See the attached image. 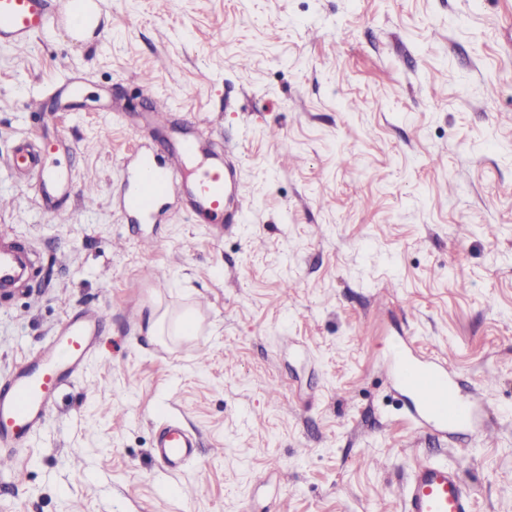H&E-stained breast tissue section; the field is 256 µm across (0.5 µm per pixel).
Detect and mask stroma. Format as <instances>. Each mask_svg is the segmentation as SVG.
<instances>
[{
	"label": "stroma",
	"instance_id": "obj_1",
	"mask_svg": "<svg viewBox=\"0 0 512 512\" xmlns=\"http://www.w3.org/2000/svg\"><path fill=\"white\" fill-rule=\"evenodd\" d=\"M101 8L89 42L60 25L0 45V225L31 255L0 296V379L65 314H108L0 472V512H402L423 459L460 467L474 512H512V0ZM188 134L231 147L244 186L220 237L186 199L133 224L115 195ZM22 136L96 205L47 212L7 163ZM155 307L190 310L195 336L150 340ZM401 339L488 392L496 442L419 429L384 365ZM167 420L199 440L173 472L153 452Z\"/></svg>",
	"mask_w": 512,
	"mask_h": 512
}]
</instances>
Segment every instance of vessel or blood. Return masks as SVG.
<instances>
[{"instance_id": "1", "label": "vessel or blood", "mask_w": 512, "mask_h": 512, "mask_svg": "<svg viewBox=\"0 0 512 512\" xmlns=\"http://www.w3.org/2000/svg\"><path fill=\"white\" fill-rule=\"evenodd\" d=\"M65 15L61 0H0V44L26 47ZM44 158V151L23 137L10 156V165L18 174L35 178L42 203L70 197L75 190L71 173L47 169ZM231 180L221 156L199 157L195 140L187 139L158 158L138 155L119 200L132 221L145 223L164 200L191 191L197 217L214 222L216 234L221 235L227 227L217 218L228 210ZM25 268L24 248L0 231V292H12ZM106 319L100 308L66 315L49 344L0 380V458L25 447L46 421L58 389L71 380L94 349ZM388 372L408 398L411 416L424 428L444 435L471 428L477 439H490L491 426L477 422L478 399L459 389L446 361L419 353L403 340L395 342L390 351ZM196 446L192 434L178 422L168 421L158 432L154 452L164 467L174 470L193 457ZM401 497L403 512H474L472 495L458 466L445 462H418Z\"/></svg>"}]
</instances>
